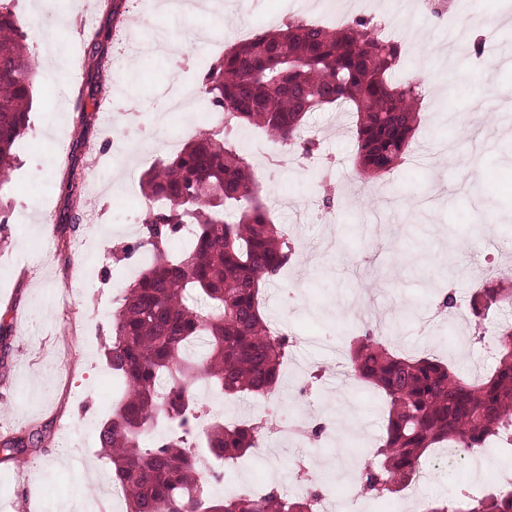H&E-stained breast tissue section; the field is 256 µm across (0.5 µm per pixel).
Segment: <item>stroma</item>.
<instances>
[{
    "label": "stroma",
    "instance_id": "35a3bbf8",
    "mask_svg": "<svg viewBox=\"0 0 512 512\" xmlns=\"http://www.w3.org/2000/svg\"><path fill=\"white\" fill-rule=\"evenodd\" d=\"M116 1L136 13V0H66L62 22L45 28L67 60L88 52L83 36L92 30L105 56L100 70L75 69L72 91L61 95V81L46 74L47 54L31 34L45 0H15L25 45L38 65L26 136L39 147L17 150L4 193L9 222L0 230V265H9L0 268V439L16 437L28 460L19 468L0 451V512H66V502L76 499L91 504L92 512H126L124 502L108 498L109 467L98 440L112 412L104 353L113 304L103 296L122 295L124 267H144L141 253L124 252L128 237L115 218L129 200L141 198L143 174L164 154L132 149L114 156L113 132L131 119L141 128L155 126L161 138L175 134L185 142L189 136L173 125H154L155 113L170 101L171 76L165 59L150 49L154 29L114 26ZM387 2L380 20L405 34L399 81H416L426 67L444 78L442 87L422 93L412 158L382 179L393 204L363 182L349 116H311L321 158L306 164L287 160L286 149L259 129L236 135L255 174L266 178L263 197L276 222L301 245L296 264L262 294L267 318L284 320L306 339L283 364L275 397L292 404L304 374L324 369L308 412L313 421L334 426L315 451L334 472L347 462L360 470L374 460L386 406L370 385L334 378L337 358L323 343L326 334H335L345 350L380 321L394 329L391 345L398 352L433 356L466 376L475 368L485 374L495 360L482 333L503 313L481 321L469 314L441 318L440 296L453 289L458 305L467 307L476 270L490 253L497 257L490 280L512 282V128L502 123L512 114V68L479 71L467 50L442 60L457 38L447 18L411 9L405 0ZM301 5L224 0L223 18L163 15L159 22L179 32L207 31L206 43L190 50L208 63L213 47L237 43L243 26L257 32L281 26L298 18ZM468 39L512 53V0H478ZM444 142L452 146L445 155L439 152ZM424 191L434 200L421 210L417 199ZM327 194L336 221L320 224L304 202ZM91 209L99 223H72L73 213ZM78 246L89 256L82 268L74 255ZM269 445L251 477L263 488L289 491L292 463L302 451L279 431Z\"/></svg>",
    "mask_w": 512,
    "mask_h": 512
}]
</instances>
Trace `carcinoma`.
Returning a JSON list of instances; mask_svg holds the SVG:
<instances>
[{
  "label": "carcinoma",
  "instance_id": "carcinoma-1",
  "mask_svg": "<svg viewBox=\"0 0 512 512\" xmlns=\"http://www.w3.org/2000/svg\"><path fill=\"white\" fill-rule=\"evenodd\" d=\"M369 20L336 29L301 21L262 31L224 51L202 70L200 90L224 114V132L202 131L173 157L144 173L149 208L135 248L148 255L112 311L115 407L98 439L123 489L127 512H313L318 496L290 498L273 488L255 498L209 496L210 476L198 468L203 445L229 466L270 430L266 420L202 424L193 388L200 377L224 396L268 399L293 341L264 319L261 286L290 265L296 248L274 223L233 132L262 130L302 157L318 150L307 136L310 114H356L362 175L372 181L402 163L419 124L421 94L393 74L402 45L384 39ZM35 61L22 44L14 0H0V192L29 127ZM191 229L192 245L171 255L167 244ZM480 318L512 308L502 281L480 283L469 300ZM492 372L470 380L428 356L393 351L380 329H366L350 351L354 376L377 388L388 409L378 461L361 470L362 491L377 499L407 488L440 444L472 455L487 442L512 439V323L500 325ZM166 438L148 443L157 418ZM424 512H512V491L458 492L451 501L429 500Z\"/></svg>",
  "mask_w": 512,
  "mask_h": 512
}]
</instances>
